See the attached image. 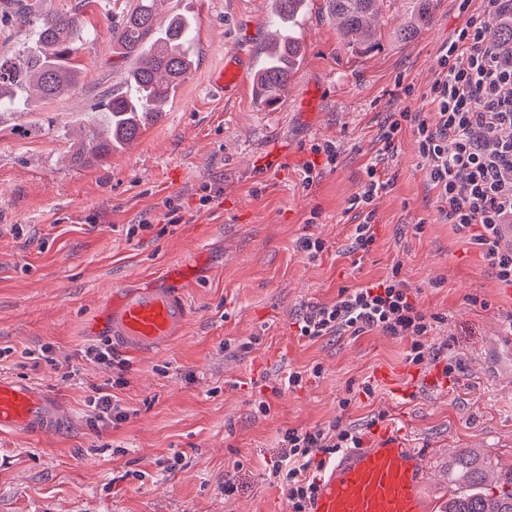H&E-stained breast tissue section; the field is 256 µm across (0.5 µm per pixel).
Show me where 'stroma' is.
<instances>
[{"label": "stroma", "mask_w": 512, "mask_h": 512, "mask_svg": "<svg viewBox=\"0 0 512 512\" xmlns=\"http://www.w3.org/2000/svg\"><path fill=\"white\" fill-rule=\"evenodd\" d=\"M418 2L380 0L378 43L359 53L326 0H306L295 26L303 58L268 104L251 80L222 93L211 76L243 48L257 69L279 32L274 0H165L166 13L194 20L196 64L164 116L94 166L70 163L74 143L130 61L112 41L122 0L78 7L92 39L75 55L76 89L0 114V377L60 405L53 436L0 435V512H290L271 475L281 435L336 419L369 440L393 427L421 449L433 512L448 500L452 450L512 466V298L482 251L439 219L411 132L380 153L391 113L429 111L441 48L483 15L481 0L464 11L433 0L430 24L406 43L397 31ZM326 142L331 166L311 150ZM274 153L285 161L271 168ZM372 164L391 187L374 203L373 244L355 252L350 203ZM309 236L325 244L318 258L299 248ZM183 262L196 265L185 332L160 353H117L113 367L87 360L109 288ZM396 264L419 306L443 316L432 341L461 360L458 379L409 363V341L377 330L299 336L300 312ZM292 372L301 386H287ZM101 387L124 422L96 420L89 399Z\"/></svg>", "instance_id": "stroma-1"}]
</instances>
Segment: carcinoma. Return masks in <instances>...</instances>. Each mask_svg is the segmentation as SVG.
Listing matches in <instances>:
<instances>
[{
  "mask_svg": "<svg viewBox=\"0 0 512 512\" xmlns=\"http://www.w3.org/2000/svg\"><path fill=\"white\" fill-rule=\"evenodd\" d=\"M163 0H134L112 29V39L124 57L133 56L128 90H112L96 106L91 121L101 133L76 146L71 160L77 165L105 162L112 151L135 140L147 125L157 121L191 70L193 25L176 13L158 18ZM331 14L350 37L353 48L368 52L376 45L377 0H328ZM32 25L30 43L10 57L0 56V112L25 109L31 99L58 97L79 82L73 62L77 43L88 31L79 16L71 13H41ZM300 47L279 30L264 66L254 74L258 97L267 100L293 77ZM448 470V505L445 512H512V470L496 481H488L478 455L467 448L456 449Z\"/></svg>",
  "mask_w": 512,
  "mask_h": 512,
  "instance_id": "obj_1",
  "label": "carcinoma"
}]
</instances>
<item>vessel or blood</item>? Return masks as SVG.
<instances>
[{
  "mask_svg": "<svg viewBox=\"0 0 512 512\" xmlns=\"http://www.w3.org/2000/svg\"><path fill=\"white\" fill-rule=\"evenodd\" d=\"M189 278L174 277L109 291L96 334L135 354L165 349L189 324ZM57 406L44 390L0 378V432L19 437L55 433ZM426 459L401 435L383 431L361 448H348L326 463L309 512H428L422 493Z\"/></svg>",
  "mask_w": 512,
  "mask_h": 512,
  "instance_id": "b4317fda",
  "label": "vessel or blood"
}]
</instances>
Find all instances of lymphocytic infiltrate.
Instances as JSON below:
<instances>
[{"mask_svg": "<svg viewBox=\"0 0 512 512\" xmlns=\"http://www.w3.org/2000/svg\"><path fill=\"white\" fill-rule=\"evenodd\" d=\"M484 3L483 17L468 21L439 53L429 89L433 115L405 111L391 116L381 152L393 153L402 130L410 129L426 181L436 191L440 218L477 245L498 281L512 288V247H503L501 235L502 225L512 224V56L503 57L496 45L499 29H512V0ZM390 186L376 167L368 168L351 202L364 214L355 227L356 248L372 244L373 203ZM440 320L417 307L395 267L385 279L341 289L336 303L311 308L296 326L299 335L311 338L376 329L409 340V362L433 358L450 377L459 371V362L429 341ZM280 443L283 456L273 476L291 512H309L325 461L342 449L363 447L364 440L361 429L335 420L324 427L287 429Z\"/></svg>", "mask_w": 512, "mask_h": 512, "instance_id": "lymphocytic-infiltrate-1", "label": "lymphocytic infiltrate"}]
</instances>
